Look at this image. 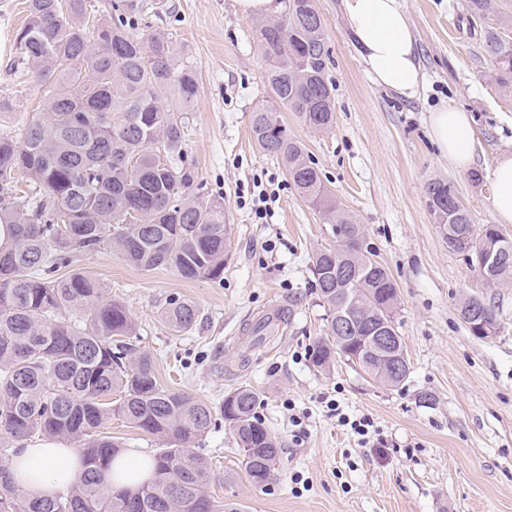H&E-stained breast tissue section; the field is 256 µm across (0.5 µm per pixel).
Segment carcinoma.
<instances>
[{
    "instance_id": "cac0c4a2",
    "label": "carcinoma",
    "mask_w": 512,
    "mask_h": 512,
    "mask_svg": "<svg viewBox=\"0 0 512 512\" xmlns=\"http://www.w3.org/2000/svg\"><path fill=\"white\" fill-rule=\"evenodd\" d=\"M465 2L471 16L489 21V79L511 86L512 12L501 0ZM281 3L280 14L255 29L269 100L252 112L251 129L336 238L313 260L328 313L326 335L313 342L309 359L322 370L338 357L354 368L367 324L395 322L398 292L364 247L362 225L339 206L280 118L288 110L315 131L334 120L325 23L309 22L308 0ZM27 8L16 34L22 62L54 83L22 139L0 133V226L7 231L0 243V460H10L16 443L60 438L76 445L85 467L75 484L37 501L16 489L0 465V512H243L208 492L209 463L195 442L209 432L212 408L159 381L151 355L131 343L137 332L126 305L73 267L79 254L108 246L143 271L223 279L230 252L224 203L199 200L191 194L194 170H176L157 154L159 143L167 156L182 146L179 113L196 96L195 72L178 65L165 32L141 23L135 0L112 4L113 13L101 18L90 0H28ZM25 177L39 191L19 189ZM427 196L442 231L512 252V238L497 225L472 224L453 185L432 181ZM345 301L358 310L339 340L336 313ZM197 316L184 299H170L163 310L176 331L192 328ZM250 338L264 345L269 323L254 324ZM258 403L257 391L240 385L224 396L221 413L249 481L262 488L273 475L278 441L258 416ZM112 418L161 443L155 478L134 491H115L105 481L120 450L100 432Z\"/></svg>"
}]
</instances>
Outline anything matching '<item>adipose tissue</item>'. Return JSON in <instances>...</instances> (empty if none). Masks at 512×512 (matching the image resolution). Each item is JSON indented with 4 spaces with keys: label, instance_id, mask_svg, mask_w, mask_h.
<instances>
[{
    "label": "adipose tissue",
    "instance_id": "1",
    "mask_svg": "<svg viewBox=\"0 0 512 512\" xmlns=\"http://www.w3.org/2000/svg\"><path fill=\"white\" fill-rule=\"evenodd\" d=\"M345 27L371 79L379 86L411 98L422 84L417 42L401 0H342ZM434 140L457 168L471 166L479 140L469 113L457 107L434 112ZM492 206L500 223H512V152L493 170ZM16 489L32 499H45L70 486L82 472L81 457L72 448L22 445L8 464ZM152 476L149 457L122 452L106 472L117 489L133 488Z\"/></svg>",
    "mask_w": 512,
    "mask_h": 512
}]
</instances>
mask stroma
I'll return each mask as SVG.
<instances>
[{
	"label": "stroma",
	"instance_id": "1",
	"mask_svg": "<svg viewBox=\"0 0 512 512\" xmlns=\"http://www.w3.org/2000/svg\"><path fill=\"white\" fill-rule=\"evenodd\" d=\"M142 2L144 19L169 34L181 64L197 74L182 115V154L172 164L193 167L202 198L223 201L230 256L219 282L166 268L144 273L108 248L79 254L76 264L126 304L163 385L215 409L238 385L258 392V415L279 440L273 478L262 489L249 482L234 434L221 422L200 445L212 462L211 495L245 512H512V286L484 287L449 251L426 193L432 180L449 182L474 224L497 222L492 173L512 151V88L487 77L483 22L470 17L465 0H402L423 73L417 96L403 98L368 75L341 0H316L331 56L333 127L315 132L294 113L281 114L396 284L410 376L394 388L341 361L328 371L309 361L313 340L326 332L312 260L334 238L289 185L281 160L255 144L251 114L267 98L257 16L235 0ZM26 20V0H0V96L15 103L0 114V131L13 135L40 111L53 82L19 62L15 33ZM445 106L464 108L473 120L481 151L469 170L452 165L431 136V114ZM258 183L273 195L264 219L239 203ZM469 295L498 308L493 338L473 336L461 319L459 303ZM173 297L197 306L190 330L165 323ZM280 305L292 309L283 335L240 369L245 324ZM332 400L342 417L329 414ZM364 416L372 421L365 443L342 423Z\"/></svg>",
	"mask_w": 512,
	"mask_h": 512
}]
</instances>
